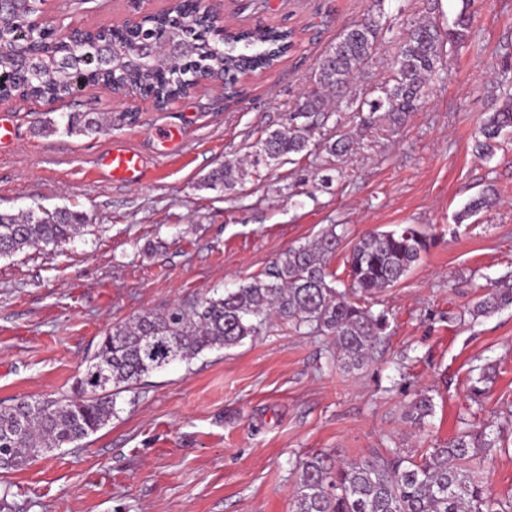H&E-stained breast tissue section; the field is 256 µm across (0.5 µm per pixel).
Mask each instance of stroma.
I'll use <instances>...</instances> for the list:
<instances>
[{
  "label": "stroma",
  "mask_w": 512,
  "mask_h": 512,
  "mask_svg": "<svg viewBox=\"0 0 512 512\" xmlns=\"http://www.w3.org/2000/svg\"><path fill=\"white\" fill-rule=\"evenodd\" d=\"M226 22L284 25L295 45L271 70L225 96L202 81L156 109L138 100L137 121L120 95L88 87L54 106L0 103L15 136L0 150V211L84 213L87 225L57 249L0 259V401L72 393L107 329L146 311L192 304L264 272L288 248L337 225L330 260L337 278L353 245L372 229L415 224L434 246L408 275L376 297L389 334L361 369L344 370L326 336L282 324L229 350L154 373L121 393L109 425L85 439L0 474L7 512H290L303 458L375 449L421 455L454 436L461 420L512 427V306L471 318L478 285L512 275V133L493 157L472 151L490 112L504 60L512 61V0H473L476 40L447 53L424 107L396 131L362 132L346 107L338 126L316 130L315 150L296 162L253 168L246 161L313 84L318 58L364 18L372 0H209ZM167 0H46L44 19L69 30L112 25L135 8ZM461 0H385L395 17L377 58L352 88L359 95L391 77L404 27L445 25ZM94 113L102 132L38 134L49 115ZM181 135L158 140L156 128ZM353 137L343 161L322 151L334 132ZM137 149L139 183L112 182L96 165L111 143ZM243 163L230 191L202 187L225 163ZM498 204L457 222L485 188ZM497 364L481 402L471 369ZM435 411L424 426L404 414L418 392ZM483 479L512 493V440L491 449Z\"/></svg>",
  "instance_id": "1"
}]
</instances>
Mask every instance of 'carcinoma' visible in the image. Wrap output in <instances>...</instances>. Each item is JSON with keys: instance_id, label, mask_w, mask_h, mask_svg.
<instances>
[{"instance_id": "carcinoma-1", "label": "carcinoma", "mask_w": 512, "mask_h": 512, "mask_svg": "<svg viewBox=\"0 0 512 512\" xmlns=\"http://www.w3.org/2000/svg\"><path fill=\"white\" fill-rule=\"evenodd\" d=\"M378 17L345 27L318 60L315 90L289 113L286 130L269 132L255 151L254 165H271L308 150L313 130L326 125L335 112L326 108V92L340 93L372 61L382 43L384 0H374ZM451 25L430 21L412 25L390 59L391 81L380 95L353 99L355 117L371 129L381 122L404 124L410 113L424 104L425 87L437 72L447 47L474 36L471 0ZM165 31L188 46L182 55L162 66L143 65L126 70L123 91L153 97L158 108L186 96L201 79L219 82L224 92L238 94L240 77L271 68L292 47V31L278 26L230 31L186 0L178 16L161 10L142 25V32ZM120 27H102L92 41H124ZM51 40L32 41L24 29L7 25L0 30V96L23 93L36 99L63 100L87 85L112 86V70L92 59H80L72 68L42 75L36 68L21 69L6 52L12 46L28 47L38 57ZM65 122H44L42 133L60 130L69 135H89L102 128L86 112H69ZM512 132V94L480 122L474 150L493 153L496 140ZM337 158L352 150V141L340 135L326 146ZM243 170L232 163L212 171L207 188H235ZM495 203L484 192L472 199L457 223ZM86 217L67 209L41 215L0 213V258L24 250L54 248L81 234ZM342 241L330 225L308 245L283 252L272 268L224 293L206 296L186 306L173 304L149 311L131 321L112 326L96 352L86 361L76 381L74 396L60 399H16L0 405V470H19L55 448L79 442L103 429L116 414L121 393L140 384L150 374L174 363H190L206 350L230 349L245 339L261 335L275 317L296 332L329 336L337 360L349 371L362 367L387 336L386 312L372 311L366 301L401 281L427 253L429 236L412 225L398 230H370L352 247L347 261L348 285L336 288V273L329 260ZM512 305V279L505 277L486 287L469 310L472 318L489 316ZM494 366L480 368L470 394L486 393ZM433 412V398L418 394L407 410V420L421 425ZM504 428L474 429L464 426L454 437L420 458L399 448L373 450L350 460L333 451L315 454L301 467L291 512H512V495L502 497L480 478L486 451L503 440Z\"/></svg>"}]
</instances>
